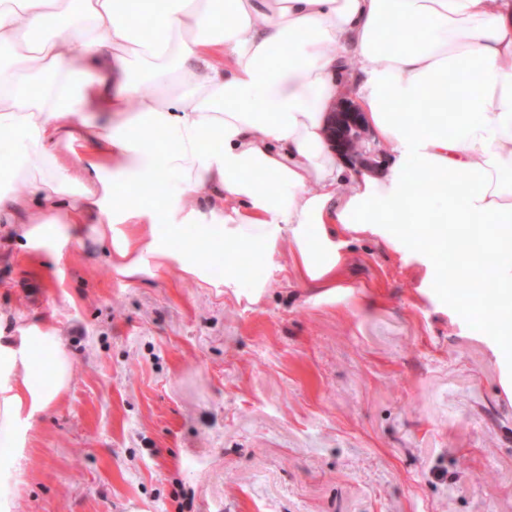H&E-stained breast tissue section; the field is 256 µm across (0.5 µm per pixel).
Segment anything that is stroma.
Masks as SVG:
<instances>
[{"instance_id": "stroma-1", "label": "stroma", "mask_w": 512, "mask_h": 512, "mask_svg": "<svg viewBox=\"0 0 512 512\" xmlns=\"http://www.w3.org/2000/svg\"><path fill=\"white\" fill-rule=\"evenodd\" d=\"M97 229L54 257L0 224V336L42 324L72 360L0 512H512V331L436 284L430 239L338 232L332 294L282 246L252 301L122 279Z\"/></svg>"}]
</instances>
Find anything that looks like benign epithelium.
Returning a JSON list of instances; mask_svg holds the SVG:
<instances>
[{
    "label": "benign epithelium",
    "mask_w": 512,
    "mask_h": 512,
    "mask_svg": "<svg viewBox=\"0 0 512 512\" xmlns=\"http://www.w3.org/2000/svg\"><path fill=\"white\" fill-rule=\"evenodd\" d=\"M327 140L336 152L357 170L370 169L375 164L376 149L369 146L368 129L363 113L349 98L340 102L330 114Z\"/></svg>",
    "instance_id": "1"
}]
</instances>
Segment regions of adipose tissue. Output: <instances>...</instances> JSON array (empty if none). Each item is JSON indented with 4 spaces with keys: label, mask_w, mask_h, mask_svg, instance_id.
<instances>
[{
    "label": "adipose tissue",
    "mask_w": 512,
    "mask_h": 512,
    "mask_svg": "<svg viewBox=\"0 0 512 512\" xmlns=\"http://www.w3.org/2000/svg\"><path fill=\"white\" fill-rule=\"evenodd\" d=\"M351 59L382 174L327 146ZM4 132L20 152L0 174L26 193L0 187V223L52 243L96 211L123 276L175 264L203 281L201 255L272 260L287 242L299 279L332 291L338 230L429 224L448 249L436 282L477 274L512 309V0H0ZM159 181L157 204L141 191ZM70 377L42 326L0 343V466Z\"/></svg>",
    "instance_id": "obj_1"
}]
</instances>
